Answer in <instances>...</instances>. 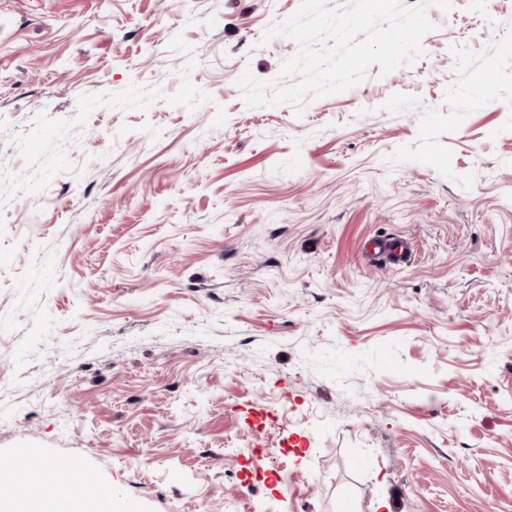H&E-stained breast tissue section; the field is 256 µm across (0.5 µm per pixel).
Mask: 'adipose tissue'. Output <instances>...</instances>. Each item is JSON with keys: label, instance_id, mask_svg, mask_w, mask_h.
Listing matches in <instances>:
<instances>
[{"label": "adipose tissue", "instance_id": "adipose-tissue-1", "mask_svg": "<svg viewBox=\"0 0 512 512\" xmlns=\"http://www.w3.org/2000/svg\"><path fill=\"white\" fill-rule=\"evenodd\" d=\"M76 480L72 477L57 481V490L52 501L33 498L18 476L0 482V502L17 512H84L86 505H94V512H111L112 505L98 486L76 491Z\"/></svg>", "mask_w": 512, "mask_h": 512}]
</instances>
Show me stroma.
<instances>
[{"label": "stroma", "mask_w": 512, "mask_h": 512, "mask_svg": "<svg viewBox=\"0 0 512 512\" xmlns=\"http://www.w3.org/2000/svg\"><path fill=\"white\" fill-rule=\"evenodd\" d=\"M299 2L0 0V471L120 512H512V0L247 107ZM371 253L393 262H402L408 255V248L402 241L390 238H377L370 243Z\"/></svg>", "instance_id": "1"}]
</instances>
